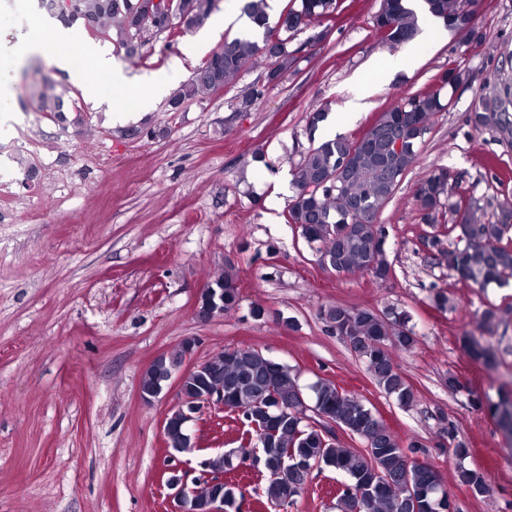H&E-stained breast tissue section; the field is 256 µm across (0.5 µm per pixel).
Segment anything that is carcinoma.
<instances>
[{
  "mask_svg": "<svg viewBox=\"0 0 512 512\" xmlns=\"http://www.w3.org/2000/svg\"><path fill=\"white\" fill-rule=\"evenodd\" d=\"M57 0H41L47 11L67 24L81 22L94 32L115 33L119 44L130 46L145 29L179 36L204 26L210 18L213 0H180L175 22L147 14V0H70V5L54 7ZM428 13L451 33L467 29L468 43L480 45L484 33L469 8L471 0H423ZM267 0H247L243 14L248 32L214 52L198 68L193 79L172 99L181 105L197 97L214 94L232 83L246 68L260 62L267 68L265 84L243 96L237 111L247 112L277 85L299 59L304 45L293 44L295 34L313 22L334 18L337 0H284L278 20L270 22ZM373 25L381 38L401 45L412 41L418 32V16L406 7V0H380ZM470 78L468 71L450 67L436 81L435 88L398 98L359 136L336 137L310 146L293 171L295 195L284 218L295 224L302 237L317 245L322 266L336 272H367L383 282L390 271L386 258V232L378 223L381 210L400 189L402 180L417 159V148L447 108L443 89L455 91ZM42 111L64 118L62 95L52 84L38 92ZM476 132L494 131L512 139V79L481 96L468 114ZM394 139L405 140L402 153L387 165L383 149ZM414 200L423 224H445L447 214L463 213V220L452 226L458 243L442 249L441 237L432 235L429 251H438L448 269L459 272L473 284L484 288L501 285L512 277V198L504 195L495 220L478 215L481 207L470 195L460 191L456 176L443 167L433 169L416 187ZM206 301L224 304L228 313L238 306L240 289L234 275L226 272L207 286ZM328 327L342 337L365 364L377 386L396 397L404 406L415 401L412 387L393 362L391 351L411 350L417 337L409 327L406 312L394 308L377 314L370 309L331 306L324 311ZM220 382L224 386V406L239 412L247 432L257 445L240 446V458L256 456L262 467H270L262 487L266 502L289 505L304 492L311 473L299 468L305 463L328 468L347 477L336 492L337 512H412L413 496L423 495L420 512H445L448 493L442 476L433 465L409 457L419 444L401 441L359 398L340 390L331 381L320 379L311 386L313 414L297 403L303 390L292 367L277 362L254 348H227L204 362L201 372L185 382L198 389ZM162 385L159 366L152 363L143 373L140 391L150 393ZM512 443V395L494 401L475 399ZM333 422L350 435L364 441L365 448H346L332 443L323 423ZM448 445L464 460L468 444L448 428ZM457 477L475 495L488 492L484 475L477 469L459 465ZM213 495L224 498V512H241L243 495L233 481L222 486L204 484L197 488L191 509H199Z\"/></svg>",
  "mask_w": 512,
  "mask_h": 512,
  "instance_id": "1",
  "label": "carcinoma"
}]
</instances>
